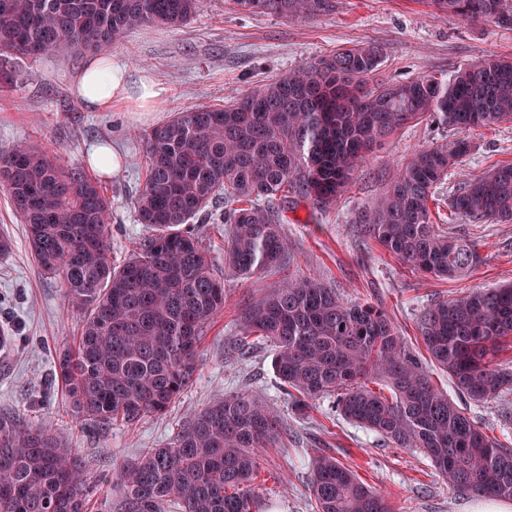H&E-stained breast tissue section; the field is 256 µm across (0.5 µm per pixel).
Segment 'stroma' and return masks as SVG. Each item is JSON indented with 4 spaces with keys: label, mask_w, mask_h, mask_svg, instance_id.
Segmentation results:
<instances>
[{
    "label": "stroma",
    "mask_w": 512,
    "mask_h": 512,
    "mask_svg": "<svg viewBox=\"0 0 512 512\" xmlns=\"http://www.w3.org/2000/svg\"><path fill=\"white\" fill-rule=\"evenodd\" d=\"M357 43L373 44L382 52L375 81L406 82L445 75L489 57L512 58V27L437 13L426 0H334L331 11L299 20L246 13L233 0H206L186 25L150 24L113 45L112 56L132 78L148 73L163 84L165 95L150 112L136 111L130 100L113 104L108 112L86 111L71 92L86 54L13 56L10 64L21 81L0 92V151L21 142L50 144L64 165L83 169L91 144L107 141L118 148L123 164L102 185L112 198L111 257L119 263L146 233L131 205L145 180L141 131L192 106H224L260 84ZM454 140L467 142L469 152L450 169L431 206V219L473 242L481 261L465 276L443 279L405 268L366 232L358 216L372 208L411 153ZM511 161L512 123L458 129L428 119L407 124L369 153L349 192L328 209L298 198L285 204L280 229L288 240V262L279 271L244 277L226 269L223 225H199L207 257L224 281V309L204 330L192 382L166 415L116 422L103 432L84 426L71 409L67 389L51 380L55 350L72 343L80 317L59 277L34 261L25 227L8 193L0 189V235L12 241L11 251L0 256V327L12 328L17 338L14 349L0 353V411L51 422L72 440L94 480L89 512H105L106 500L120 499L118 468L123 461L168 444L203 403L238 390L276 409L284 421L275 445L257 452L254 487L265 512H316L311 474L315 458L324 453L382 493L390 512H472L476 497L450 488L418 451L394 447L340 416L332 398L296 411L273 369L274 347L265 342L244 353L235 339L239 315L249 304L280 287L284 276L311 275L344 300L385 312L413 353L426 357L420 322L432 304L512 283V223L471 224L448 210V197L462 181ZM430 377L486 435L512 442L511 392L479 403L458 394L439 368H431Z\"/></svg>",
    "instance_id": "1"
}]
</instances>
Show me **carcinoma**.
<instances>
[{
    "instance_id": "obj_1",
    "label": "carcinoma",
    "mask_w": 512,
    "mask_h": 512,
    "mask_svg": "<svg viewBox=\"0 0 512 512\" xmlns=\"http://www.w3.org/2000/svg\"><path fill=\"white\" fill-rule=\"evenodd\" d=\"M471 22L512 25V0H428ZM204 0H0V51L37 58L105 50L138 26H180ZM246 11L290 18L328 12L332 0H234ZM382 62L356 44L254 88L222 108L197 106L141 133L145 182L132 200L148 234L111 261L112 201L55 150L26 144L0 152V188L25 224L31 254L61 279L79 314L73 347L56 352L84 424L104 431L165 411L191 384L207 321L224 309L199 224L225 225L224 265L240 275L285 264L278 202H335L373 149L409 122L444 127L512 123V59L488 58L446 78L372 84ZM464 141L416 151L362 223L413 271L461 277L480 261L467 239L431 220L430 203ZM224 209H219V206ZM448 206L474 224L512 221V162L471 178ZM236 345H274L273 368L302 412L336 396L347 420L396 448L423 453L448 486L512 500V447L485 435L406 346L380 310L346 301L312 276L290 277L252 302ZM430 360L476 402L512 391L492 357L512 344V284L435 303L421 321ZM384 380L392 395L369 384ZM283 429L280 414L245 391L199 408L175 440L120 467L117 512H262L250 489L255 450ZM83 457L48 422L0 414V512H87ZM317 512H389L384 496L332 455L316 457Z\"/></svg>"
}]
</instances>
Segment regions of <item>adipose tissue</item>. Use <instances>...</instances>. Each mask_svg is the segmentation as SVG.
<instances>
[{
    "label": "adipose tissue",
    "mask_w": 512,
    "mask_h": 512,
    "mask_svg": "<svg viewBox=\"0 0 512 512\" xmlns=\"http://www.w3.org/2000/svg\"><path fill=\"white\" fill-rule=\"evenodd\" d=\"M163 91L161 83L150 76L131 82L126 68L108 55L89 58L73 85L75 97L92 112L110 111L113 103L132 96L146 109Z\"/></svg>",
    "instance_id": "adipose-tissue-1"
}]
</instances>
